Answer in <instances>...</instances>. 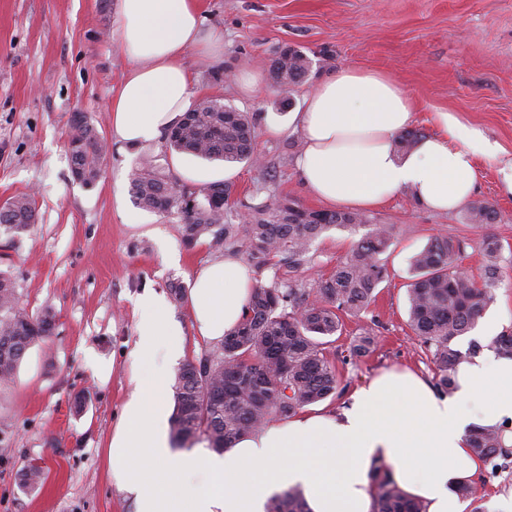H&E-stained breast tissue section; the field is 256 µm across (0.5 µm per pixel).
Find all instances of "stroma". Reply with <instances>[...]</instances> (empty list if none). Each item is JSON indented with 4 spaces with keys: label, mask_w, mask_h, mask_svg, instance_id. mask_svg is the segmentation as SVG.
Masks as SVG:
<instances>
[{
    "label": "stroma",
    "mask_w": 512,
    "mask_h": 512,
    "mask_svg": "<svg viewBox=\"0 0 512 512\" xmlns=\"http://www.w3.org/2000/svg\"><path fill=\"white\" fill-rule=\"evenodd\" d=\"M119 0H0V201L29 195L38 220L15 240L0 236V269L10 271L30 314L51 308L56 328L32 346L15 373L0 380V512H135L108 468V447L131 394L129 355L137 342L138 300L191 286L218 260L207 244L187 248L181 217L138 207L130 178L143 157L175 181L166 139L128 146L112 133V100L134 66L118 45ZM207 24L224 30L214 59L189 49L194 96L218 97L256 117L259 163H236L227 178L234 214L275 197L303 208L322 204L302 187L295 160L298 134L271 136L269 121L287 125L304 95L343 67L390 72L416 103L413 128L435 133L434 110L455 113L512 156V0H200ZM309 59L302 82L282 90L267 78L282 48ZM260 72L250 91L240 80ZM83 113L108 148L100 179L86 187L71 175L67 134ZM476 201L496 206L500 221L477 226L465 210L436 213L408 192L370 211L394 225L386 254L390 277L369 315L345 322L336 341L345 351L372 326L371 351L337 363L353 392L380 371L410 368L433 379L430 352L408 326V260L431 236L452 231L466 243L465 263L479 267L482 242L512 244V197L495 166H485ZM358 233L333 230L317 239L297 274L310 288L350 252ZM85 408L75 412L73 400ZM43 472L37 488L21 473Z\"/></svg>",
    "instance_id": "stroma-1"
}]
</instances>
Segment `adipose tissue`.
<instances>
[{"label": "adipose tissue", "mask_w": 512, "mask_h": 512, "mask_svg": "<svg viewBox=\"0 0 512 512\" xmlns=\"http://www.w3.org/2000/svg\"><path fill=\"white\" fill-rule=\"evenodd\" d=\"M117 25L135 66L112 102V131L130 145L151 142L191 105L186 51H222L224 31L206 25L198 0H120ZM415 110L389 72L344 67L326 76L288 115L303 141L301 183L331 207L377 209L405 190L426 209L448 212L473 200L482 159L497 165L512 193V159L449 112L434 111L436 133L397 153L394 141ZM255 285L253 269L233 254L201 269L189 294L199 336L216 342L236 328ZM139 306L133 392L108 451L110 473L136 512H265L288 487L302 490L310 512H374L369 474L378 463L391 464L396 483L427 512H464L459 489L481 467L471 432L512 421V358L488 349L460 363L451 394L412 372L388 371L339 412L302 411L223 453L177 455L167 385L169 364L183 352L182 330L154 293Z\"/></svg>", "instance_id": "ef3b65f1"}]
</instances>
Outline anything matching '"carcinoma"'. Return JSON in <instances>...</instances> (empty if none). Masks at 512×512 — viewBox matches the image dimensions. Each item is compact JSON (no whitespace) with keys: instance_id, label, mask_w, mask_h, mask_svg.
Wrapping results in <instances>:
<instances>
[{"instance_id":"cac0c4a2","label":"carcinoma","mask_w":512,"mask_h":512,"mask_svg":"<svg viewBox=\"0 0 512 512\" xmlns=\"http://www.w3.org/2000/svg\"><path fill=\"white\" fill-rule=\"evenodd\" d=\"M270 66L290 83L306 75L309 61L294 48L279 53ZM185 121L168 137L177 151L226 162L254 161L255 118L205 97L184 114ZM67 146L73 178L85 186L101 176L103 143L86 116L71 121ZM136 203L157 213L177 211L182 218L185 246L204 241L214 250L240 248L259 269L274 270L271 282L258 283L240 324L211 350L184 363L173 390V439L179 448L200 442L222 452L237 439L256 433L274 420L340 394V379L330 337L342 332L345 320L367 313L375 291L389 278L388 251L394 234L390 224H374L358 212L308 210L289 201L267 198L247 207L239 226L229 218V185L222 182L177 186L150 157L132 173ZM500 214L479 202L468 211L471 224H495ZM37 222L30 198L11 199V209L0 210V233L11 237L28 232ZM366 228L351 252L315 287L301 288L291 274L307 261L313 243L332 229ZM503 246L490 236L483 241L484 260L478 275L461 273L465 242L452 233L433 237L410 259L406 288L409 326L432 353L435 388H455L457 365L479 347L462 352L454 341L476 327L494 301V289L503 280ZM55 314L46 309L33 316L21 305L14 280L0 271V379L11 377L27 350L50 336ZM375 337L365 329L349 347V358L370 352ZM491 347L512 357V332H503ZM470 448L479 459L499 468L512 458L505 429L483 428L473 434ZM374 512H426L425 504L409 496L393 479L391 469H372ZM266 512H310L302 492L290 487L273 495Z\"/></svg>"}]
</instances>
